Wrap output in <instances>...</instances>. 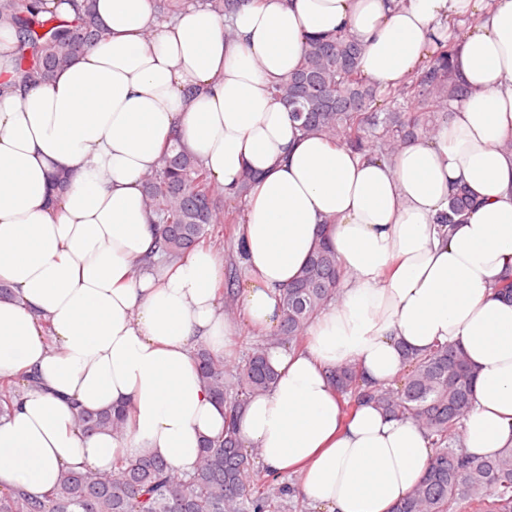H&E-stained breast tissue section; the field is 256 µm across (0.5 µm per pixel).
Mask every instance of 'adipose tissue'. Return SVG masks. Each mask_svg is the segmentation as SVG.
Masks as SVG:
<instances>
[{"label": "adipose tissue", "mask_w": 512, "mask_h": 512, "mask_svg": "<svg viewBox=\"0 0 512 512\" xmlns=\"http://www.w3.org/2000/svg\"><path fill=\"white\" fill-rule=\"evenodd\" d=\"M109 31L48 84L0 91V377L36 374L0 418V488L40 495L63 468L107 471L157 455L182 474L224 409L200 379L198 347L227 354L241 328L272 331L280 290L327 232L343 277L307 346L269 351L273 388L236 423L268 471L314 512H391L434 450L410 418L370 401L343 414L331 371L393 384L403 354L448 343L477 370L463 450L512 447V0H252L230 23L197 6L170 21L156 0H96ZM232 27L234 38L224 36ZM347 33L376 85L403 82L435 40L456 44L466 90L434 133L392 158L301 135L272 87L310 34ZM180 134L232 194L256 178L239 226V317L216 288L224 258L154 256L143 185ZM478 204L441 225L456 186ZM130 409L124 433L81 432V410Z\"/></svg>", "instance_id": "obj_1"}]
</instances>
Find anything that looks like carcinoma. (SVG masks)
Masks as SVG:
<instances>
[{"instance_id": "1", "label": "carcinoma", "mask_w": 512, "mask_h": 512, "mask_svg": "<svg viewBox=\"0 0 512 512\" xmlns=\"http://www.w3.org/2000/svg\"><path fill=\"white\" fill-rule=\"evenodd\" d=\"M94 0L72 2L74 18L49 14L44 0H0V19L14 25L18 42L10 84L36 87L50 81L79 54L108 37L98 21ZM192 0H158L159 16L176 15ZM242 0H202L225 19ZM456 46L436 42L432 55L398 87L387 90L358 69L361 47L350 35H308L299 67L276 86L275 94L291 110L307 135H321L355 151L371 150L389 159L415 136L427 137L437 115L449 111L463 94L453 74ZM250 174L234 191L235 205H221L220 192L187 147L175 142L158 160L144 186L145 206L154 224L161 254L169 261L207 241L215 224H239ZM475 201L466 188L450 199L448 223L466 215ZM342 274L336 253L323 238L298 277L282 289L277 330L262 344L247 348L241 363L205 347L195 352L200 377L234 421L248 400L270 390L277 373L268 350L303 346L308 325L335 299ZM475 371L464 351L439 345L426 354H406L398 383L370 392L354 365L333 372L347 414L361 400L373 399L386 412L413 418L435 450L425 477L395 512H512V447L492 459L460 451L459 427L473 404ZM17 379L0 378V417L19 399ZM124 406L82 411L78 427L88 433L122 432ZM257 449L247 448L229 427L224 436L203 442L201 459L190 475L177 473L154 456L118 458L112 471L65 469L49 492L23 488L0 490V512H287L297 507L294 489L253 467Z\"/></svg>"}]
</instances>
